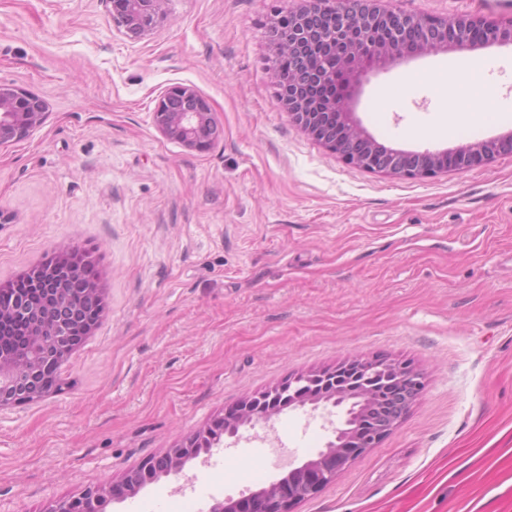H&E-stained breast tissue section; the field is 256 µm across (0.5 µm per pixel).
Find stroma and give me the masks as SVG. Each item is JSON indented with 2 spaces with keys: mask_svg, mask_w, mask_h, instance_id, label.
Wrapping results in <instances>:
<instances>
[{
  "mask_svg": "<svg viewBox=\"0 0 512 512\" xmlns=\"http://www.w3.org/2000/svg\"><path fill=\"white\" fill-rule=\"evenodd\" d=\"M303 0H168L141 38L101 0H0V82L46 102L0 146V284L80 248L103 312L60 390L0 409V512L121 480L246 395L360 356L425 386L392 430L291 512H512V155L424 179L344 163L293 123L270 30ZM434 17L512 22V0H389ZM490 123L430 136L444 75ZM378 143L443 151L512 132V45L406 56L361 80ZM195 89L219 128L192 150L153 111ZM389 91L384 105L375 98ZM345 410L289 408L114 512H207L314 457Z\"/></svg>",
  "mask_w": 512,
  "mask_h": 512,
  "instance_id": "35a3bbf8",
  "label": "stroma"
}]
</instances>
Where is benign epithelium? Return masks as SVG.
<instances>
[{"instance_id": "1", "label": "benign epithelium", "mask_w": 512, "mask_h": 512, "mask_svg": "<svg viewBox=\"0 0 512 512\" xmlns=\"http://www.w3.org/2000/svg\"><path fill=\"white\" fill-rule=\"evenodd\" d=\"M118 27L138 38L163 18L168 0H102ZM512 44V21L493 25L478 17L440 19L394 12L382 0H307L304 8L288 13V26L275 30V57L288 54L293 68L284 77L273 68L280 96L289 115L330 152L355 167L406 178H427L451 169L479 165L501 154H512V134L497 140L468 143L452 152H403L381 147L354 119L350 101L363 75L384 70L411 53H436L452 45ZM326 53L343 57L341 73L321 70L314 59ZM46 103L40 97L0 83V145L18 141L39 127ZM154 124L170 140L195 150L207 149L217 131L208 103L191 87L173 85L154 110ZM89 260L72 255L26 274L38 288L39 302L12 298V315L32 323L23 354L0 357V407L40 399L46 395L43 376L59 366L76 347L69 335L71 321L83 312V302L67 291L68 282L83 274ZM345 368L374 372L390 382L408 380L420 391V372L404 363L355 359ZM336 371L298 375L235 407L168 449L150 458L112 485L89 489L61 501L54 512H106L111 503L137 495L161 479L185 476L188 463H206L212 450L235 437L243 426L269 423L284 409L328 404L346 406L347 418L336 428L335 440L325 449L289 469L278 480L237 500H216L208 512H290L292 505L333 482L337 473L387 433L368 429L352 438L357 416L372 401L371 386L362 382L355 397L329 386Z\"/></svg>"}]
</instances>
